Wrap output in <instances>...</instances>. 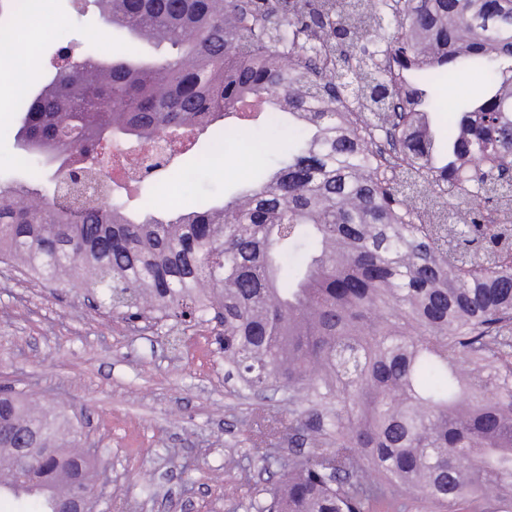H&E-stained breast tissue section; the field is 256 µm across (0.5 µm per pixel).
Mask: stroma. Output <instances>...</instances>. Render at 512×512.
I'll use <instances>...</instances> for the list:
<instances>
[{
    "instance_id": "obj_1",
    "label": "stroma",
    "mask_w": 512,
    "mask_h": 512,
    "mask_svg": "<svg viewBox=\"0 0 512 512\" xmlns=\"http://www.w3.org/2000/svg\"><path fill=\"white\" fill-rule=\"evenodd\" d=\"M19 37L36 64L34 82L50 73L59 38L93 46L98 58L119 52L155 53L107 27L89 0H43L37 16L24 19ZM0 63V179L21 170L15 142L21 114ZM295 137L280 128L266 133L262 152H241L240 139H208L210 162L196 185L180 173L197 164L194 152L178 154L173 176L154 201L160 211L221 201L277 168ZM64 407L89 443L101 448L111 470V512H235L238 500L275 482L254 469L240 483L238 465L255 456L245 423L283 414V395L267 391L240 397L224 379V355L210 322L174 327L156 318L131 323L122 315L89 307L82 289L40 282L10 262H0V383Z\"/></svg>"
}]
</instances>
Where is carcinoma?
<instances>
[{
	"instance_id": "cac0c4a2",
	"label": "carcinoma",
	"mask_w": 512,
	"mask_h": 512,
	"mask_svg": "<svg viewBox=\"0 0 512 512\" xmlns=\"http://www.w3.org/2000/svg\"><path fill=\"white\" fill-rule=\"evenodd\" d=\"M177 56L87 50L25 95L23 174L0 181V260L126 319H218L240 391L281 389L279 480L243 512H512V0H92ZM20 13L0 0V24ZM476 66L438 146L440 79ZM246 99L297 123L288 157L222 202L134 214L87 169L111 136L213 132ZM55 403L0 387V449L31 497L93 489L102 454ZM32 465L19 473V449Z\"/></svg>"
}]
</instances>
